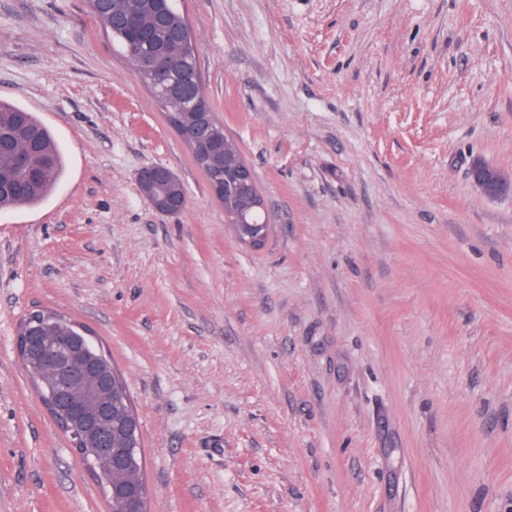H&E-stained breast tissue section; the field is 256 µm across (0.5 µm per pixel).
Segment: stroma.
Listing matches in <instances>:
<instances>
[{
  "label": "stroma",
  "instance_id": "stroma-1",
  "mask_svg": "<svg viewBox=\"0 0 512 512\" xmlns=\"http://www.w3.org/2000/svg\"><path fill=\"white\" fill-rule=\"evenodd\" d=\"M181 5L258 249L87 0H0V100L68 160L0 211V512H110L16 354L35 309L124 377L150 512H512V194L470 173L512 174V0ZM211 122L212 128L210 129L209 137L214 144V150L208 163H203L197 156L193 155L196 166L203 172L210 187L215 181L224 182V166L240 164L232 176V186L237 193L248 198L250 209L257 208L263 212V198L255 196L251 192L255 181L252 169L247 165H241L245 164V161L242 159L236 144L224 134L223 124L216 121L214 117H211ZM261 211L253 212L250 216L251 219L259 223L263 222L264 215ZM472 182L475 189L486 196L512 191V175L507 177L500 170L486 166L481 161H475L472 165ZM240 224H235L238 238L254 248H260L266 240L267 224H246L242 218ZM261 229V230H260Z\"/></svg>",
  "mask_w": 512,
  "mask_h": 512
}]
</instances>
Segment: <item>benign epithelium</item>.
<instances>
[{
	"instance_id": "1",
	"label": "benign epithelium",
	"mask_w": 512,
	"mask_h": 512,
	"mask_svg": "<svg viewBox=\"0 0 512 512\" xmlns=\"http://www.w3.org/2000/svg\"><path fill=\"white\" fill-rule=\"evenodd\" d=\"M255 177L252 169L241 165L232 176V186L249 200V207L264 210V201L252 194ZM472 182L477 191L497 196L512 191V176L480 161L472 165ZM238 238L254 248L266 240V225H236ZM82 328L58 327L48 335L40 331L18 334L15 339L17 356L36 385L42 404L54 413V402L69 406L84 403L76 415L75 424L66 418H56L63 430L71 431L74 447L87 450L86 463L105 488L112 494V475L118 474L123 485V512H147L143 506L138 461L140 457L139 421L120 385L112 382V363L101 354L86 355L79 347Z\"/></svg>"
}]
</instances>
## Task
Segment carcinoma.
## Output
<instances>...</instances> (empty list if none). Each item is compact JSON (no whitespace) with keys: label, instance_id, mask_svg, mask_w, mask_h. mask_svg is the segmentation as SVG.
Here are the masks:
<instances>
[{"label":"carcinoma","instance_id":"cac0c4a2","mask_svg":"<svg viewBox=\"0 0 512 512\" xmlns=\"http://www.w3.org/2000/svg\"><path fill=\"white\" fill-rule=\"evenodd\" d=\"M88 5L112 44L134 68H139L145 57L165 60L168 75L163 89L155 88L145 73H138V77L169 112L182 111L181 105L195 97L201 102V111H212L201 83L191 29L179 0H88ZM20 128L27 135L14 140L12 154L0 156V183L14 187L11 193H0V210L42 203L65 174V154L50 129L34 113L0 102V135L13 134ZM209 137L214 144L210 161L204 163L196 156L193 160L211 184L224 180V166L241 165L244 160L236 144L224 134L223 124L212 121ZM153 195L180 200L186 190L180 181H162L155 185ZM219 202L231 222L245 208L244 200L230 190Z\"/></svg>","mask_w":512,"mask_h":512}]
</instances>
